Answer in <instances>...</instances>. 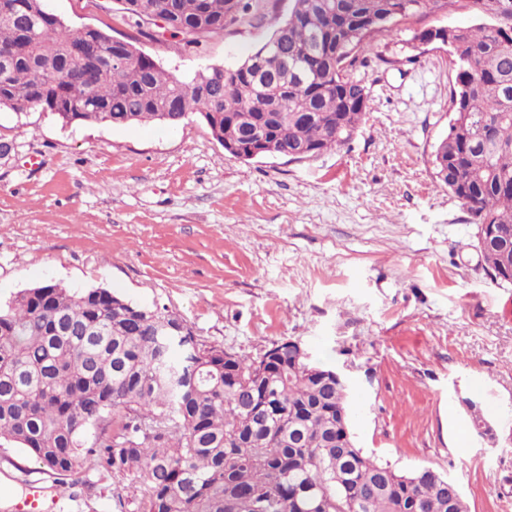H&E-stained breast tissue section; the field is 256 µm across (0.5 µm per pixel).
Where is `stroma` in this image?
<instances>
[{"label": "stroma", "instance_id": "1", "mask_svg": "<svg viewBox=\"0 0 512 512\" xmlns=\"http://www.w3.org/2000/svg\"><path fill=\"white\" fill-rule=\"evenodd\" d=\"M222 34L184 51L163 23L141 36L120 0H49L67 25L134 37L169 73L233 66L289 0H246ZM461 10L376 37L354 75L369 91L351 141L303 160H241L198 116L170 126L64 124L0 109V302L44 283L103 287L166 308L206 344L259 357L300 344L346 380L356 444L399 471L427 463L468 512H512V285L484 269L476 227L432 163L455 72L413 31L473 24ZM480 405L486 437L469 422ZM53 477L0 441V512ZM113 480L55 512H116Z\"/></svg>", "mask_w": 512, "mask_h": 512}]
</instances>
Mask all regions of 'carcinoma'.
I'll return each instance as SVG.
<instances>
[{
	"instance_id": "carcinoma-1",
	"label": "carcinoma",
	"mask_w": 512,
	"mask_h": 512,
	"mask_svg": "<svg viewBox=\"0 0 512 512\" xmlns=\"http://www.w3.org/2000/svg\"><path fill=\"white\" fill-rule=\"evenodd\" d=\"M140 21L199 39L224 32L242 0H121ZM269 39L233 68L188 79L132 41L73 29L45 0L0 4V109L67 124L177 125L197 114L236 157L262 147L315 156L350 141L368 92L353 71L377 33L458 5L479 23L413 32L456 72L436 178L485 235L491 276L512 270V0H291ZM179 317L106 288H27L0 303V439L69 486L129 479L136 512H468L429 466L401 472L355 445L349 391L331 369L274 345L233 355Z\"/></svg>"
}]
</instances>
